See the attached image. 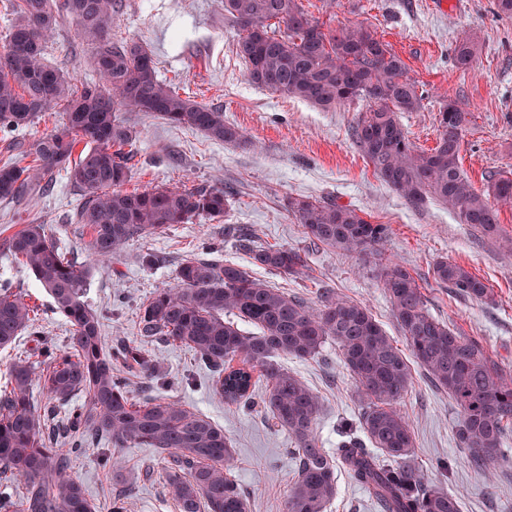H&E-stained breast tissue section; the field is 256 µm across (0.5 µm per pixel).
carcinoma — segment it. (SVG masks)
<instances>
[{
    "label": "carcinoma",
    "mask_w": 512,
    "mask_h": 512,
    "mask_svg": "<svg viewBox=\"0 0 512 512\" xmlns=\"http://www.w3.org/2000/svg\"><path fill=\"white\" fill-rule=\"evenodd\" d=\"M15 22L0 47V129L28 127L51 106H63L62 121L33 144L34 164L0 167V199L47 190L56 169L69 171L84 192L76 223L89 231V250L109 261L131 239L165 233L177 224L224 216L230 202L218 188L165 187L129 191L130 129L117 107L143 112L168 124L204 133L221 143H240L243 134L224 112L179 94L158 79L152 55L133 39L111 37L118 0H9ZM78 21L94 47L100 83L72 82L45 63V48L59 20ZM224 18L238 31L236 53L248 80L273 94L322 110L356 99L368 103L352 126L353 141L373 173L411 205L442 203L463 224L485 236L499 231L495 203H512V179H497L477 190L460 166L469 113L452 101L439 111L436 146L415 149L398 113L415 112L423 93L406 65L376 33L363 25L323 29L301 0H224ZM477 46L465 37L455 45L457 67L469 68ZM84 144L77 162L71 156ZM289 209L306 237L359 255L376 256L389 234L355 208L334 202L292 199ZM236 244L253 263L294 276L305 258L293 248L264 247L242 233ZM0 253L28 268L71 325L65 348L44 335L36 310L19 294L0 289V349L27 335L39 346V363L13 361L0 386V512H93L82 484L70 473L75 449L106 438L114 448L129 445L168 454L166 484L179 512H247V503L224 464L232 448L224 430L207 417L160 397L135 400L112 363L135 365L154 378L156 364L144 345L162 341L194 351L211 371L215 392L235 408H257L294 439L297 479L288 491L286 512H326L336 496V469H345L380 503L384 512H462L461 500L424 483L411 462L413 433L397 404L412 383L411 366L369 309L335 295L318 308L225 263L211 245L184 260L176 285L154 293L140 308V343L118 342L104 351L100 316L83 300L90 268L68 258L41 224H26L0 240ZM380 279L393 317L414 362L454 400L460 447L472 463L494 467L506 459L512 432V375L491 362L476 340L464 337L427 310L414 277L401 264L381 266ZM436 282L458 295L491 299L482 279L462 265L440 260ZM253 324L245 333L224 316ZM332 340L353 374L366 404L359 429L345 433L336 452L322 448L316 433L321 403L296 375L277 366L279 354L298 359L321 355ZM234 361L238 367L231 366ZM261 368L268 385L254 394L252 372ZM40 381L47 403L31 401ZM86 403L69 423L76 448H58L56 407L76 395ZM134 483L113 497L110 512H128Z\"/></svg>",
    "instance_id": "1"
}]
</instances>
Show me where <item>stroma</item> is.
I'll list each match as a JSON object with an SVG mask.
<instances>
[{
	"label": "stroma",
	"instance_id": "35a3bbf8",
	"mask_svg": "<svg viewBox=\"0 0 512 512\" xmlns=\"http://www.w3.org/2000/svg\"><path fill=\"white\" fill-rule=\"evenodd\" d=\"M323 28L363 25L374 30L405 63L407 75L425 98L401 122L421 150L435 146L439 109L452 100L469 114L463 134L461 166L476 189L490 176L512 177V18L496 15L493 0H301ZM115 37L131 38L150 49L159 79L176 83L195 100L222 108L245 140L224 144L202 132L173 126L141 112L118 110L135 133L130 161L132 189L221 187L230 197L228 213L215 220L179 224L165 234L133 239L112 262L98 263L89 235L73 216L81 191L66 171L52 175L50 191L17 200H0V238L26 224H40L67 250L90 266L86 305L102 316L105 346L138 342L139 308L153 292L174 286L179 264L202 242L216 244L222 259L311 307L330 291L366 305L398 348L406 341L392 315L379 276L381 259L404 265L421 287L429 312L461 335L481 341L488 355L512 374V206L499 209L500 234L490 238L459 223L442 205L415 207L382 183L354 144L350 129L365 102L335 110L277 96L249 82L235 44L237 30L224 18V0H123ZM479 45L471 69H459L453 48L461 33ZM93 47L78 22L62 18L48 43L46 61L85 83L98 82ZM61 121L50 110L34 126L11 133L0 130V165L31 162V145ZM292 198L333 200L363 210L368 220L389 227L378 258L313 245L288 208ZM247 229L265 246L304 253L299 277H285L251 265L236 249L234 237ZM454 261L481 278L489 301L457 296L435 282L440 259ZM21 291L38 309L39 323L57 345H66L71 326L56 313L50 295L21 264L0 255V284ZM148 350L157 376L146 382L119 366L136 398L156 395L201 413L219 427L233 448L226 470L243 492L249 512H285L297 461L287 432L264 412L226 405L214 393L212 376L192 352L161 342ZM282 368L294 373L321 401L317 432L324 448L335 451L341 429L357 425L364 409L357 385L335 343L322 354L300 360L282 355ZM399 408L414 435L412 462L427 485L457 495L462 512H512V440L505 462L486 471L467 463L457 437L458 414L447 391L436 388L420 368ZM124 465L136 493L130 512H177L165 486L155 449L112 447L107 440L87 445L73 457L71 472L83 485L94 512H108L121 481L112 476L109 457ZM326 512H381L368 491L344 469L336 471V496Z\"/></svg>",
	"mask_w": 512,
	"mask_h": 512
}]
</instances>
